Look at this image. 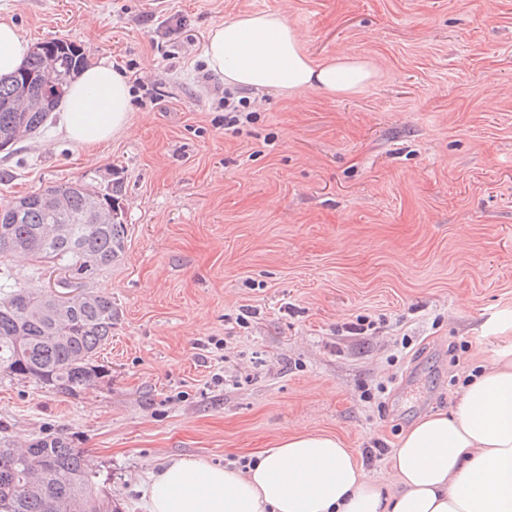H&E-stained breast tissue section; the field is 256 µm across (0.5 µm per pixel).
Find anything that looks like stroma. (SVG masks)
<instances>
[{"label":"stroma","mask_w":512,"mask_h":512,"mask_svg":"<svg viewBox=\"0 0 512 512\" xmlns=\"http://www.w3.org/2000/svg\"><path fill=\"white\" fill-rule=\"evenodd\" d=\"M263 11L310 58L376 78L237 87L252 116L225 128L206 36ZM0 16L132 87L108 143L54 117L0 151V202L114 183L126 224L95 282L116 309L102 378L65 397L0 377V447L82 449L114 512H146L141 483L169 460L222 465L302 432L343 438L387 487L377 449L512 349V0H0Z\"/></svg>","instance_id":"1"}]
</instances>
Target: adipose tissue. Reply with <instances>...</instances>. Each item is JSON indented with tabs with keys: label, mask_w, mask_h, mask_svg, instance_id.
<instances>
[{
	"label": "adipose tissue",
	"mask_w": 512,
	"mask_h": 512,
	"mask_svg": "<svg viewBox=\"0 0 512 512\" xmlns=\"http://www.w3.org/2000/svg\"><path fill=\"white\" fill-rule=\"evenodd\" d=\"M281 15L251 12L212 27L209 68L226 85L291 94H349L373 80L356 57L317 62ZM30 45L0 17V76L17 71ZM131 86L111 63L85 67L62 103L60 130L92 147L129 125ZM384 489L337 436L295 434L246 465L179 458L141 486L148 512H512V353L492 358L461 385L456 404L417 420L389 459Z\"/></svg>",
	"instance_id": "adipose-tissue-1"
}]
</instances>
